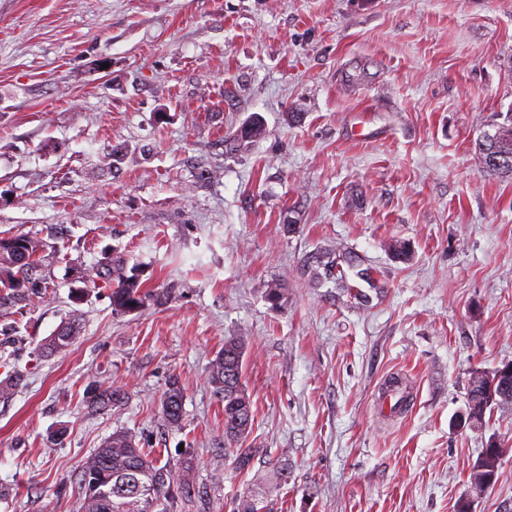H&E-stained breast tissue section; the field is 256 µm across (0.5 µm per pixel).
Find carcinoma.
Masks as SVG:
<instances>
[{
    "label": "carcinoma",
    "mask_w": 512,
    "mask_h": 512,
    "mask_svg": "<svg viewBox=\"0 0 512 512\" xmlns=\"http://www.w3.org/2000/svg\"><path fill=\"white\" fill-rule=\"evenodd\" d=\"M261 117H254L235 135L237 141L253 140L264 134ZM481 171L500 177L512 176V124L500 125L474 144ZM44 243L23 234L0 237V316L9 317L18 305L30 303L47 288L44 279L35 276L38 256ZM96 278L110 287L112 310L129 313L145 306L152 292L143 289L136 268L121 260L101 268ZM81 327L76 321L60 325L40 344L39 350L59 353L79 339ZM245 340L231 337L216 353L208 368V380L224 411V455L233 458L236 467L248 471L260 454L257 448H241L239 443L252 430V401L243 382ZM183 390L178 379L170 380L160 402V417L170 428L179 430L184 420ZM83 401L95 413H106L125 405L128 393L105 378L85 388ZM512 403V389L504 394L498 385L468 393V411L475 419L484 418L491 404ZM81 512H188L195 490L177 472L171 461H162L153 451L139 447L136 436L117 429L101 445L81 460L78 468ZM254 491L243 493L233 512H269Z\"/></svg>",
    "instance_id": "cac0c4a2"
}]
</instances>
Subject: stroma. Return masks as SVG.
<instances>
[{
  "label": "stroma",
  "mask_w": 512,
  "mask_h": 512,
  "mask_svg": "<svg viewBox=\"0 0 512 512\" xmlns=\"http://www.w3.org/2000/svg\"><path fill=\"white\" fill-rule=\"evenodd\" d=\"M510 112L512 0H0V235L45 239L50 284L10 316L0 512H80L78 465L120 428L188 449L192 512L259 476L273 512H455L493 440L472 512H512V404L458 423L473 372L512 364V178L472 151ZM255 114L264 134L228 143ZM116 257L141 310L87 281ZM72 315L77 342L42 355ZM238 336L246 473L208 383ZM100 376L126 405L87 408ZM183 390L177 378L169 380L160 402V417L171 429L179 430L184 420Z\"/></svg>",
  "instance_id": "obj_1"
}]
</instances>
